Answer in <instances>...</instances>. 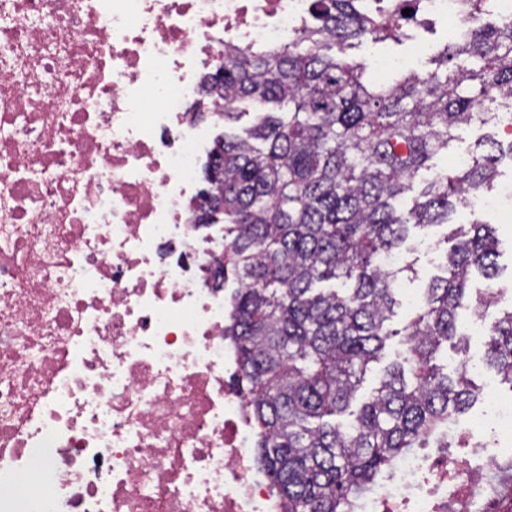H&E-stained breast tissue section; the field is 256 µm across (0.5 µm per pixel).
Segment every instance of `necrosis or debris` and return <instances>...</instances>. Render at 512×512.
<instances>
[{
  "label": "necrosis or debris",
  "mask_w": 512,
  "mask_h": 512,
  "mask_svg": "<svg viewBox=\"0 0 512 512\" xmlns=\"http://www.w3.org/2000/svg\"><path fill=\"white\" fill-rule=\"evenodd\" d=\"M309 0H0V512H282L224 336L198 171L229 47ZM198 105L209 122L190 120ZM512 421L355 512H512Z\"/></svg>",
  "instance_id": "obj_1"
}]
</instances>
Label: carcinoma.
I'll list each match as a JSON object with an SVG mask.
<instances>
[{
	"mask_svg": "<svg viewBox=\"0 0 512 512\" xmlns=\"http://www.w3.org/2000/svg\"><path fill=\"white\" fill-rule=\"evenodd\" d=\"M374 4L311 0L312 22L297 36L229 53L209 90L224 95V122L256 114L246 136L226 133L211 150L199 220L231 235L218 276L233 272L238 288L224 335L236 343L260 434L256 457L283 512H350L397 457L444 444L480 396L458 310L471 271L496 275L492 225L473 211L458 225L445 275L400 330L389 321L396 285L412 268L383 258L411 229L452 222V197L467 209L471 196L492 192L500 157L512 158V141L486 139L457 173L420 178L457 128L487 122L485 103L503 101L512 127V22L484 23L445 43L433 67L379 82L347 50L406 37L403 23L417 21L421 0ZM463 6L472 16L493 12V0ZM463 55L476 65L459 66ZM398 335L400 359L352 409L371 363ZM488 335L486 362L512 388V308ZM448 342L459 356L452 376L436 363Z\"/></svg>",
	"mask_w": 512,
	"mask_h": 512,
	"instance_id": "1",
	"label": "carcinoma"
}]
</instances>
